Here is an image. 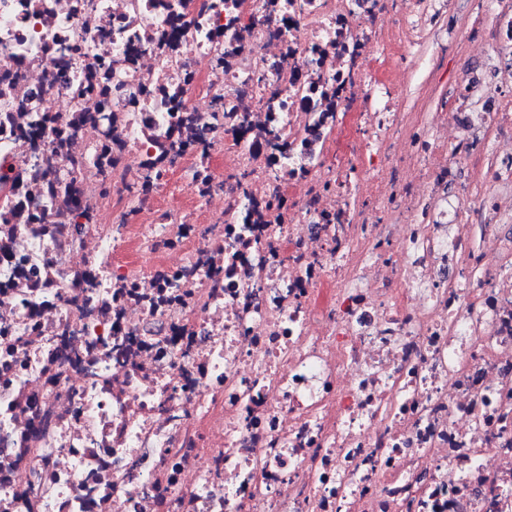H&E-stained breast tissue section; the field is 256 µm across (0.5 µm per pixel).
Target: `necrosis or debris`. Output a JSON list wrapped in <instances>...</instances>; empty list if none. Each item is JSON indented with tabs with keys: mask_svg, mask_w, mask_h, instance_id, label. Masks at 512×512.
I'll return each instance as SVG.
<instances>
[{
	"mask_svg": "<svg viewBox=\"0 0 512 512\" xmlns=\"http://www.w3.org/2000/svg\"><path fill=\"white\" fill-rule=\"evenodd\" d=\"M466 2L0 0V512H512Z\"/></svg>",
	"mask_w": 512,
	"mask_h": 512,
	"instance_id": "1",
	"label": "necrosis or debris"
}]
</instances>
